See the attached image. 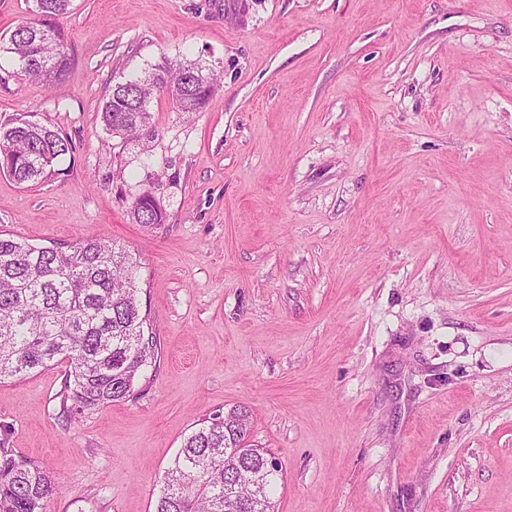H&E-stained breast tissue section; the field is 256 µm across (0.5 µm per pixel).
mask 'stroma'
<instances>
[{
	"label": "stroma",
	"mask_w": 512,
	"mask_h": 512,
	"mask_svg": "<svg viewBox=\"0 0 512 512\" xmlns=\"http://www.w3.org/2000/svg\"><path fill=\"white\" fill-rule=\"evenodd\" d=\"M44 89L0 54V122L70 146L0 175V230L137 254L162 355L133 396L58 416L68 365L0 384V440L47 512H153L184 439L249 410L275 512H512V0H71ZM199 63L200 111L116 82ZM150 192L168 219L129 209ZM201 66L180 65L177 68L162 67L147 78L130 77L113 85L102 107V118L106 130L125 138L139 135L149 127L150 99L155 93L165 95L168 87L181 85L187 74L195 77L175 104L184 112H197L206 103L214 87V79L201 74ZM144 103L146 112H134L136 103ZM130 214L136 224L150 229H159L166 222L165 213L149 193H143L133 202Z\"/></svg>",
	"instance_id": "1"
}]
</instances>
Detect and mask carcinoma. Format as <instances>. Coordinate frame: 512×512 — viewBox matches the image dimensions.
<instances>
[{"label": "carcinoma", "instance_id": "1", "mask_svg": "<svg viewBox=\"0 0 512 512\" xmlns=\"http://www.w3.org/2000/svg\"><path fill=\"white\" fill-rule=\"evenodd\" d=\"M71 0H33L34 19L0 37V53L49 87L66 74L69 58L57 19ZM195 77L175 104L197 112L214 79L196 64L162 67L114 86L102 107L106 130L125 138L149 127L151 112L135 111L156 93ZM69 150L59 131L24 116L0 124V173L18 184L39 183ZM132 220L159 229L166 215L144 193ZM140 262L101 236L35 246L0 234V384L66 360L61 416L68 420L133 393L139 375L156 363L160 344L142 307ZM251 423L243 407L204 421L184 441L164 475L155 512H274L270 494L278 463L248 444ZM52 476L0 441V512H47L56 492Z\"/></svg>", "mask_w": 512, "mask_h": 512}]
</instances>
